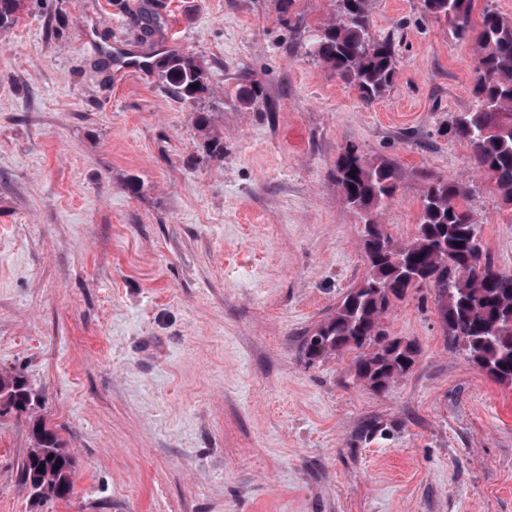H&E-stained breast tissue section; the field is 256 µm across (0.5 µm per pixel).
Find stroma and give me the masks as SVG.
I'll list each match as a JSON object with an SVG mask.
<instances>
[{
    "instance_id": "1",
    "label": "stroma",
    "mask_w": 512,
    "mask_h": 512,
    "mask_svg": "<svg viewBox=\"0 0 512 512\" xmlns=\"http://www.w3.org/2000/svg\"><path fill=\"white\" fill-rule=\"evenodd\" d=\"M370 8L398 64L369 104L310 52L337 0H25L0 30V370L75 460L71 500L34 496L33 419L0 416V512H512V387L445 335L434 289L384 316L419 347L387 391L354 352L303 353L366 274L332 179L349 146L400 172L394 240L454 179L512 272V206L446 133L476 106L472 43L424 0ZM185 54L209 76L193 103L163 76Z\"/></svg>"
}]
</instances>
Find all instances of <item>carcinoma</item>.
Segmentation results:
<instances>
[{"instance_id":"1","label":"carcinoma","mask_w":512,"mask_h":512,"mask_svg":"<svg viewBox=\"0 0 512 512\" xmlns=\"http://www.w3.org/2000/svg\"><path fill=\"white\" fill-rule=\"evenodd\" d=\"M473 0H425L430 14L448 31L472 42L478 52L476 108L448 124V135L465 141L471 164L497 186L512 206V18L492 10L471 26ZM21 0H0V29L13 25ZM370 0H340L336 19L312 39L310 53L329 73L355 88L369 104L393 82L397 59L393 40L369 36ZM165 80L182 101L208 89V73L190 56L168 60ZM400 173L349 147L336 161V186L344 203L364 224L365 277L350 288L332 314L306 337L313 361L342 351H358L355 376L384 392L412 368L416 345L384 329L391 304L424 283L436 291L440 319L448 335L461 342L470 360L499 384L512 386V273L494 266L482 247V225L464 207L469 189L447 178L430 183L422 198L414 236L397 242L378 223L394 198ZM39 403L23 375L0 372V415L24 413ZM33 445L21 475L42 497L69 499L75 461L57 433L33 422Z\"/></svg>"}]
</instances>
